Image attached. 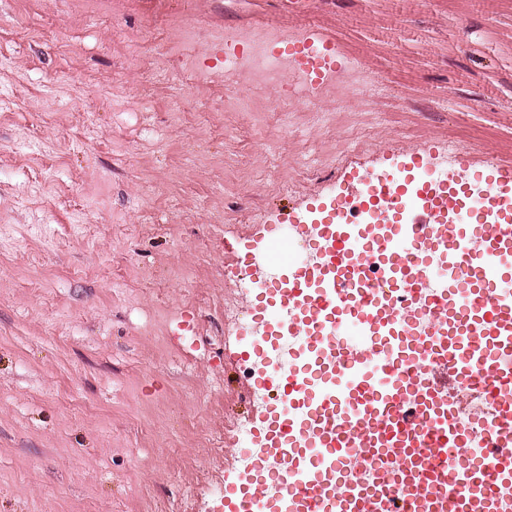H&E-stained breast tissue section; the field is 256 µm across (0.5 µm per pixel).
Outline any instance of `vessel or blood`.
<instances>
[{"mask_svg":"<svg viewBox=\"0 0 512 512\" xmlns=\"http://www.w3.org/2000/svg\"><path fill=\"white\" fill-rule=\"evenodd\" d=\"M294 61L316 87L335 73L336 48L303 46ZM392 175L391 191L362 176L352 194L372 211L393 197L404 223L348 226L332 208L318 226L320 268L292 265L285 243L272 253L293 267L271 294L285 311L282 329L302 344L299 369L270 378L277 395L266 440L291 459L271 472L280 496L268 512H392L412 476L426 481L421 512L448 493L458 512H499L512 499V172L495 177L497 192L478 207L468 187L435 180L420 157ZM369 253L381 256L386 293L370 287ZM430 279L455 289L424 304L433 318L426 335L392 309ZM336 334L342 343L323 347L322 337ZM451 383L478 385L499 405L486 448L457 462L447 456L467 432L450 411ZM374 458L403 473L391 491L345 477L344 466Z\"/></svg>","mask_w":512,"mask_h":512,"instance_id":"b4317fda","label":"vessel or blood"}]
</instances>
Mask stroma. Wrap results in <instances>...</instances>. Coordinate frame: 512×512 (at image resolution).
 <instances>
[{
    "instance_id": "stroma-1",
    "label": "stroma",
    "mask_w": 512,
    "mask_h": 512,
    "mask_svg": "<svg viewBox=\"0 0 512 512\" xmlns=\"http://www.w3.org/2000/svg\"><path fill=\"white\" fill-rule=\"evenodd\" d=\"M0 17L14 25L0 36V512H222L214 484L238 485L269 423L252 352L262 288L283 274L267 225L298 217L295 240L314 242L311 204L406 148L468 144L452 182L512 166V0H0ZM182 18L194 51L163 57L156 83L160 34ZM258 23L332 41L379 81L373 147L309 167L294 193L277 189L252 116L224 109L249 86L225 88L210 32ZM190 64L210 80L177 122L167 97ZM211 160L236 184L217 218L196 207L217 197Z\"/></svg>"
}]
</instances>
